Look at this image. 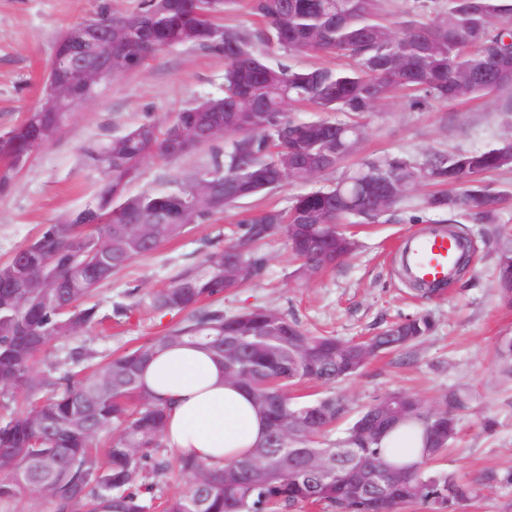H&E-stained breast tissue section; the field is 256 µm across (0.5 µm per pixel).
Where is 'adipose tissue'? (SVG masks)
<instances>
[{
	"label": "adipose tissue",
	"instance_id": "obj_1",
	"mask_svg": "<svg viewBox=\"0 0 512 512\" xmlns=\"http://www.w3.org/2000/svg\"><path fill=\"white\" fill-rule=\"evenodd\" d=\"M146 386L168 398L169 448L220 467L247 455L266 422L251 395L224 380V370L205 352L181 347L159 354L144 370Z\"/></svg>",
	"mask_w": 512,
	"mask_h": 512
}]
</instances>
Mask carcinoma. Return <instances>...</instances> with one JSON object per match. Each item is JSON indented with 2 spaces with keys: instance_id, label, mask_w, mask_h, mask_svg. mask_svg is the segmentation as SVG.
Segmentation results:
<instances>
[{
  "instance_id": "cac0c4a2",
  "label": "carcinoma",
  "mask_w": 512,
  "mask_h": 512,
  "mask_svg": "<svg viewBox=\"0 0 512 512\" xmlns=\"http://www.w3.org/2000/svg\"><path fill=\"white\" fill-rule=\"evenodd\" d=\"M238 0H141L137 10L116 14L103 5L91 21L125 23L123 36L138 49L141 65L166 47L189 45L224 55L223 94L189 103L172 120L145 116L136 127L83 148L88 164L103 178L92 202L62 224H48L19 248L26 271L53 273L55 291L20 303L7 288L16 258L0 264V509L35 495L50 512H466L479 496L473 482L433 470L459 433L456 411L468 395L453 389L428 409L406 391L366 404L339 438L336 421L347 413L344 399L327 395L294 401L299 384L331 386L356 376L374 357L400 353L434 331L425 314L392 322L356 340L313 334L288 314L257 306L226 315L225 293L255 281L267 258L259 246L285 238L293 261L290 277L311 281L354 255L357 239L342 228L356 217L391 214L406 193L422 182L443 187L426 208L460 216L494 229L496 290L512 307V228L500 224L506 196L482 178L512 168V138L484 149L432 153L420 160L403 155L354 160L361 150L365 119L391 92L405 91L410 106L491 96L512 89V0H413L403 20L391 24L379 0H247L263 26L253 31L218 23ZM150 27L155 43H139ZM262 44L289 53L334 54L343 67L297 69L272 65L255 51ZM305 105L323 117L301 121L293 108ZM343 115L333 119L331 115ZM68 114L26 113L15 128L0 133V192L38 144L42 131L59 133ZM224 125L217 140L190 138L192 126ZM212 163L169 176L157 189L129 191L144 161L178 160L202 149ZM303 156L309 167L285 158ZM209 177L215 200L185 212ZM334 176L325 187L297 196L286 209L266 208L238 221L234 238L207 250L180 269L148 302L149 313L183 318L162 333L113 356L95 361L88 349L67 353L65 368H37L38 356L67 334L99 322L86 303L99 285L133 259L175 239L195 224L280 188ZM112 245L104 271L77 269L87 240ZM240 258L246 273L227 282L224 264ZM182 346L205 350L224 367V379L249 391L264 415V439L246 457L222 467L163 449L170 403L148 393L145 367L160 353ZM496 358L512 378V337L498 341ZM393 406L395 418L384 408ZM422 431L423 460L402 463L381 447L395 429ZM111 433L100 449L101 436ZM331 460L311 471L310 453ZM175 476L186 490L162 494Z\"/></svg>"
}]
</instances>
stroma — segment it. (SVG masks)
I'll list each match as a JSON object with an SVG mask.
<instances>
[{"instance_id":"obj_1","label":"stroma","mask_w":512,"mask_h":512,"mask_svg":"<svg viewBox=\"0 0 512 512\" xmlns=\"http://www.w3.org/2000/svg\"><path fill=\"white\" fill-rule=\"evenodd\" d=\"M99 2L0 0V133L39 105L58 36L93 13ZM224 67L223 55L192 46L167 48L113 79L101 95L72 112L56 140L34 151L17 170L11 189L0 194V263L44 225L65 221L91 202L101 175L84 164V145L124 134L146 115L169 120L180 106L221 95ZM368 122L360 151L364 157L401 154L419 159L487 148L512 132V93L434 102L421 110L410 108L403 94L394 93ZM211 157L204 149L170 163L146 160L130 190L158 187L165 174L209 166ZM428 192V186H416L395 215L355 227L359 254L306 283L289 277L285 240L266 242L264 273L225 294L221 306L228 315L273 307L294 315L309 331L343 339L371 336L394 321L430 314L435 322L431 336L408 352L375 357L357 376L334 386V393L349 406L336 430L344 432L362 406L396 390L415 393L432 406L450 388L467 389L471 400L459 413L460 436L443 465L481 482L482 496L469 512H512V485L492 479L493 474L512 470V383L498 381L494 356L497 340L512 336V309L498 299L492 248L485 244L479 224L471 227L479 250L469 274L455 287L426 299L413 295L401 280L396 266L399 244L439 218L424 207ZM237 219L236 210H229L134 259L93 293L100 323L60 339L47 359L82 345L105 360L172 324V317L158 319L141 308L118 323L111 318L112 305L130 295L147 301L150 292L181 267L198 260L206 244L226 243Z\"/></svg>"}]
</instances>
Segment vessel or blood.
Listing matches in <instances>:
<instances>
[{
    "label": "vessel or blood",
    "instance_id": "obj_1",
    "mask_svg": "<svg viewBox=\"0 0 512 512\" xmlns=\"http://www.w3.org/2000/svg\"><path fill=\"white\" fill-rule=\"evenodd\" d=\"M407 253L406 274L418 281L442 283L455 272L459 243L447 233L428 228L404 242Z\"/></svg>",
    "mask_w": 512,
    "mask_h": 512
}]
</instances>
